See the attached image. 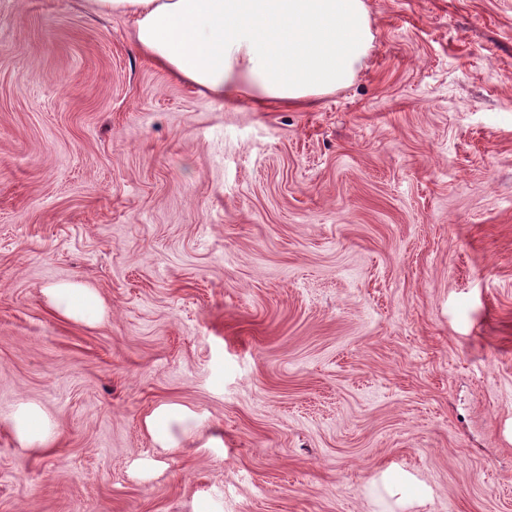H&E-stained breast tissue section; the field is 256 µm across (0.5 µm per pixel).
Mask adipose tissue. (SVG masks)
<instances>
[{
    "mask_svg": "<svg viewBox=\"0 0 512 512\" xmlns=\"http://www.w3.org/2000/svg\"><path fill=\"white\" fill-rule=\"evenodd\" d=\"M100 16L131 20L140 52L176 80L216 100L239 95L298 105L348 85L372 47L363 0H83ZM63 317L95 321V291L80 283L47 288ZM11 429L23 450L54 431L36 404H20Z\"/></svg>",
    "mask_w": 512,
    "mask_h": 512,
    "instance_id": "obj_1",
    "label": "adipose tissue"
}]
</instances>
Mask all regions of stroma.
<instances>
[{
    "label": "stroma",
    "mask_w": 512,
    "mask_h": 512,
    "mask_svg": "<svg viewBox=\"0 0 512 512\" xmlns=\"http://www.w3.org/2000/svg\"><path fill=\"white\" fill-rule=\"evenodd\" d=\"M364 3L352 82L261 107L0 0V512H512V0ZM46 294L54 309L67 319L90 323L103 311L95 291L80 283L54 285L46 289ZM11 429L23 450L34 452L49 444L54 437L44 411L34 403H22L11 418ZM172 411L169 406L163 405L159 407L146 421L148 428L157 433L159 440L164 444V447L173 448L176 447V440L167 433V429L160 432L159 427L161 424L167 425L172 419Z\"/></svg>",
    "instance_id": "1"
}]
</instances>
